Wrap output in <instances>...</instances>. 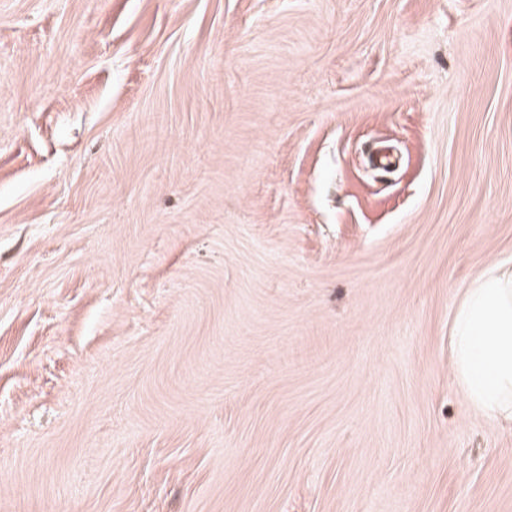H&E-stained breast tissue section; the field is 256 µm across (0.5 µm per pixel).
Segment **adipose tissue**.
Segmentation results:
<instances>
[{
	"instance_id": "adipose-tissue-1",
	"label": "adipose tissue",
	"mask_w": 512,
	"mask_h": 512,
	"mask_svg": "<svg viewBox=\"0 0 512 512\" xmlns=\"http://www.w3.org/2000/svg\"><path fill=\"white\" fill-rule=\"evenodd\" d=\"M450 345L454 383L467 404L512 422V269L490 268L466 289Z\"/></svg>"
}]
</instances>
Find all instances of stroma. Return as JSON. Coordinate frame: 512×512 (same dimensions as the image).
Here are the masks:
<instances>
[{"label": "stroma", "mask_w": 512, "mask_h": 512, "mask_svg": "<svg viewBox=\"0 0 512 512\" xmlns=\"http://www.w3.org/2000/svg\"><path fill=\"white\" fill-rule=\"evenodd\" d=\"M494 265L512 0H0V512H512ZM450 334L454 383L467 404L512 422V269L492 267L466 289Z\"/></svg>", "instance_id": "1"}]
</instances>
